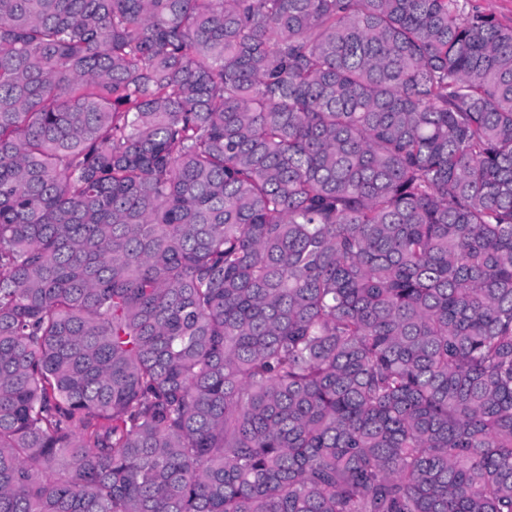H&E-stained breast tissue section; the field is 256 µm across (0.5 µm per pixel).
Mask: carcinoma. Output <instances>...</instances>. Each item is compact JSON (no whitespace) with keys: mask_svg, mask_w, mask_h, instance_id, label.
Here are the masks:
<instances>
[{"mask_svg":"<svg viewBox=\"0 0 512 512\" xmlns=\"http://www.w3.org/2000/svg\"><path fill=\"white\" fill-rule=\"evenodd\" d=\"M468 6L0 0V512H512Z\"/></svg>","mask_w":512,"mask_h":512,"instance_id":"1","label":"carcinoma"}]
</instances>
